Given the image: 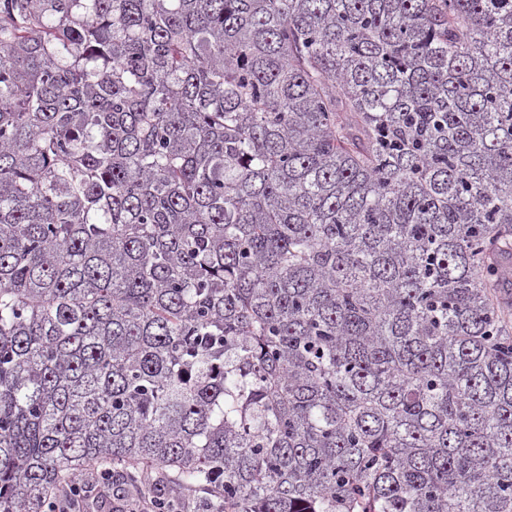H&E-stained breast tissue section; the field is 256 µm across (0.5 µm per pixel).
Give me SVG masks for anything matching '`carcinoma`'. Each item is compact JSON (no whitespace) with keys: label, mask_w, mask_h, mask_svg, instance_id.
Here are the masks:
<instances>
[{"label":"carcinoma","mask_w":512,"mask_h":512,"mask_svg":"<svg viewBox=\"0 0 512 512\" xmlns=\"http://www.w3.org/2000/svg\"><path fill=\"white\" fill-rule=\"evenodd\" d=\"M512 0H0V512H512ZM153 478H160L162 484L166 488V492L169 496L176 499L178 511L182 512H202L205 510H217L215 507H211V503L219 504L216 500H210L203 494L202 491L197 489H186L177 485L171 484L172 482L162 477L158 473H154ZM211 502V503H210ZM206 504L208 506H206ZM148 485H143V490L146 492H142L137 494L136 497L132 498L128 503V509H121L125 504L123 500H116L112 498V490L105 494H97L96 492L89 493V496L83 503V507L81 508L82 512H117V511H125L126 512H162V511H170V510H162L165 509V503L162 499L156 496H148L147 494ZM107 503L109 505L105 506L102 509H98V504Z\"/></svg>","instance_id":"carcinoma-1"}]
</instances>
